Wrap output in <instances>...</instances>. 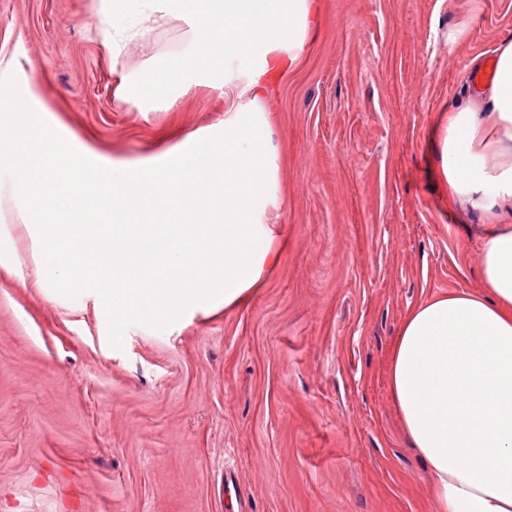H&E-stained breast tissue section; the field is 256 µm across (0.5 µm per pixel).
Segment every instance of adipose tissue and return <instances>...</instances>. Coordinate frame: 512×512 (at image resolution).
<instances>
[{
  "instance_id": "1",
  "label": "adipose tissue",
  "mask_w": 512,
  "mask_h": 512,
  "mask_svg": "<svg viewBox=\"0 0 512 512\" xmlns=\"http://www.w3.org/2000/svg\"><path fill=\"white\" fill-rule=\"evenodd\" d=\"M188 21L191 50L124 95L163 101L189 74L241 77L245 99L224 113V139L189 137L139 164L60 155L52 133L14 122L29 87L0 95V165L41 268L110 303L118 319L165 320L203 304L242 305L279 252L269 215L279 167L260 103L262 81L296 62L318 25L316 0H126L100 15L120 50L129 20L151 13ZM449 205L478 214L483 294L451 291L403 319L388 362L402 427L432 480L436 512H512V39L495 50L486 85L465 90L435 129Z\"/></svg>"
}]
</instances>
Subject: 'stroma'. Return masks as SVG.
<instances>
[{"label": "stroma", "instance_id": "stroma-1", "mask_svg": "<svg viewBox=\"0 0 512 512\" xmlns=\"http://www.w3.org/2000/svg\"><path fill=\"white\" fill-rule=\"evenodd\" d=\"M99 3L0 0V86H33L42 108L16 121L119 162L223 130V79L189 76L169 105L118 95L187 55L190 27L166 18L115 58ZM319 3L302 56L266 77L285 249L246 306L115 322L43 277L0 204V512H434L387 363L415 305L481 289L479 217L449 208L431 132L512 37V0Z\"/></svg>", "mask_w": 512, "mask_h": 512}]
</instances>
